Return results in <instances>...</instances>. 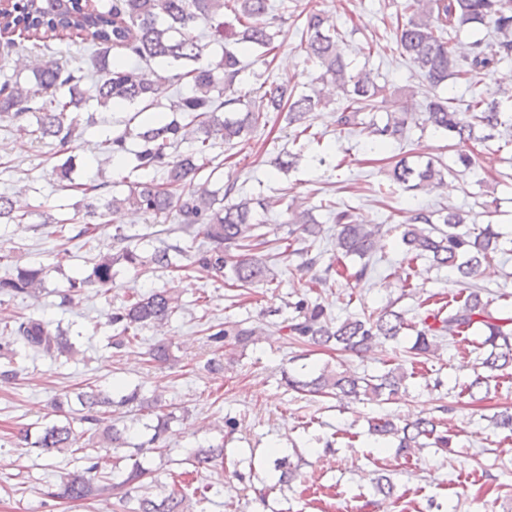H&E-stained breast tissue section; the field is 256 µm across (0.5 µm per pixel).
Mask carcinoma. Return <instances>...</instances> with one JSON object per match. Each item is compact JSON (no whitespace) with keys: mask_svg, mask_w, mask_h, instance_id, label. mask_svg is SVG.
<instances>
[{"mask_svg":"<svg viewBox=\"0 0 512 512\" xmlns=\"http://www.w3.org/2000/svg\"><path fill=\"white\" fill-rule=\"evenodd\" d=\"M270 0H112L93 6L89 0H12L0 10V34L17 32L32 42V48L48 46V41L71 35L94 48L96 77L88 88L82 87L85 74L81 68L59 64H41L32 68L34 86L27 88L19 81L6 79L0 83V118L15 121L35 119L31 134L38 139H52L67 150L81 139L83 131L78 110L93 103L107 110L140 107L145 112L158 107L157 89L136 76L134 69L110 60V51L120 49L127 59L154 62L167 73L165 80L178 83L191 78L188 95H178L169 111L179 114L170 119L157 112L137 128L127 127L103 141L104 160L134 156L135 165L126 176L127 192L121 197H105L103 183L80 187L82 196L73 204V219L83 224L78 235L94 249L95 224L105 212L123 206L133 207L143 214L159 218L173 215L177 227L167 233H180L182 240L164 244L145 257L136 244L137 235L115 228L112 234L114 253H99L87 261L85 269L68 280L61 303L83 293L89 287L110 288L113 268L119 263L139 272L147 266L177 269L186 259L207 274L232 282L235 288H256L275 282L274 275L262 254L270 241L259 232L261 224L254 217V200L242 197L226 206L218 191L210 189L215 173L211 169V150L216 142L234 148L250 139L258 128L267 124V113L284 112L288 125L294 127V140L311 127L310 114L323 105L315 89L298 91V85L273 80L265 85L263 98L267 112H255L250 107L224 112V107L243 102L241 97L224 98V92L234 90L242 72L237 55L224 51L220 67L203 59L204 45L199 26L207 25L214 33L242 44L257 53V58L277 50L276 32L269 15ZM305 14L307 61L321 70L320 78L336 85L342 95L337 125L343 131H363L377 144L404 138L407 128L431 127L467 145L483 142L492 132L512 123V114L501 102L489 98L471 85L469 99L460 101L449 80L469 81L473 76L488 72L503 61L512 59V0H401L396 12L395 42L400 55L433 90L448 89V96L438 93L426 99L421 112L392 101L386 85L379 84L367 71L353 72L343 54L345 35L338 31L326 34L329 19L313 6ZM229 15L232 21L224 20ZM484 29L485 35L471 43L465 55L455 51L452 42L461 28ZM386 113L378 121L377 114ZM189 144L188 150L176 148ZM445 165L439 159L425 162L401 157L388 171L390 183L401 189L432 191L444 179ZM336 236L334 257L324 262V252L315 250L321 236V225L307 211L288 212V237L305 246L292 250L302 256L301 266L312 269L322 265L324 279H336L349 285L370 279L372 268L366 259L383 246L386 231L381 224L358 223L347 210H335ZM25 215L18 213L16 202L0 194V224H21ZM466 211L452 207L413 212L401 232V243L411 260H427L430 266L448 268L460 285L448 299L426 305L419 321L410 323L404 314L385 307L362 317L335 321L326 308L304 296L289 303L297 315L275 329L278 334L304 345L334 347L339 351L361 353L376 337L396 339L404 330L415 332L411 346L416 357L434 354L444 342L470 346L469 335L479 332L483 340L476 346L479 365L484 374L476 376L466 387L474 390L512 374V314H495L483 301L485 289L473 283L483 264L491 255L505 252L503 235L494 224L482 226L468 222ZM363 260L358 268L347 265L346 259ZM49 270L43 266H16L0 277V297L34 296L44 288ZM179 310L177 301L163 288H153L132 294L120 306L106 314L105 325L113 328L112 348L121 350L132 344L138 331L170 320ZM207 342L214 357L206 369H224V351L244 346L252 337L265 334L262 328L244 327L236 322L210 324L206 328ZM58 359L77 353L68 334L41 319L19 316L0 325V355L9 359L0 369V381L17 378L14 359L19 350ZM150 362L159 365L173 360L170 347L157 342L148 351ZM410 377L403 365L378 374H358L350 370H321L310 379L285 377V385L295 391L334 396L340 400L384 402L406 391ZM80 408H68L69 400L58 398L53 406L63 414L64 421L41 428L36 437L24 430L22 439L45 453L71 448L91 430L101 428L106 409L114 406L111 393L88 385L78 395ZM122 405H137L143 409H158L157 425L147 444L140 448L162 454L167 444L170 414L163 412L162 400L147 397L139 389L123 395ZM103 429V428H101ZM368 433L380 440H393L396 452L406 454L415 448L452 447L453 435L440 429L433 418L395 420L384 415L369 423ZM128 445L125 431L112 425L103 429L102 443L83 449L80 460L85 462L84 475L63 482L55 497L61 500H85L102 490L94 484V474L101 469L102 453ZM195 457L201 461L224 460V444L199 449ZM279 472L278 484L287 486L298 476L297 467L284 454L275 460ZM148 469L135 462L123 473V479L112 485L125 490L120 500L128 504L131 490L143 487ZM184 495L172 492L158 498L143 494L128 512H184Z\"/></svg>","mask_w":512,"mask_h":512,"instance_id":"cac0c4a2","label":"carcinoma"}]
</instances>
